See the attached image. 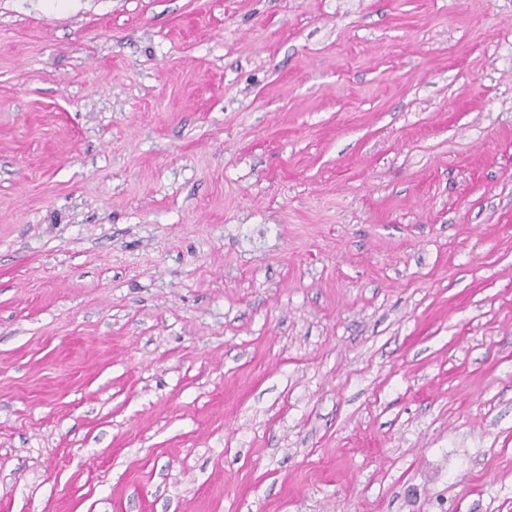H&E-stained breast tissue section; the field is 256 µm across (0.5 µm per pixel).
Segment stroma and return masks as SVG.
<instances>
[{"mask_svg":"<svg viewBox=\"0 0 512 512\" xmlns=\"http://www.w3.org/2000/svg\"><path fill=\"white\" fill-rule=\"evenodd\" d=\"M0 512H512V0H0Z\"/></svg>","mask_w":512,"mask_h":512,"instance_id":"35a3bbf8","label":"stroma"}]
</instances>
